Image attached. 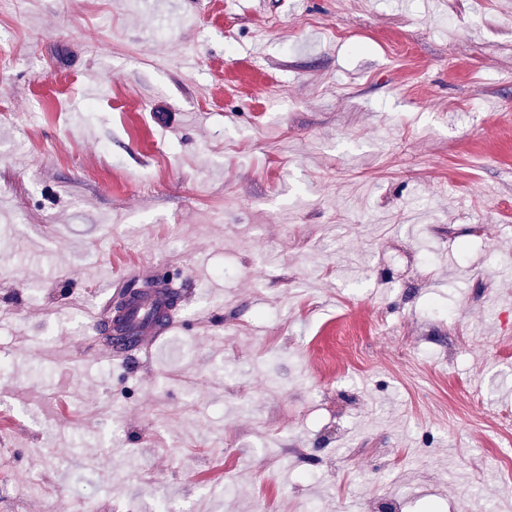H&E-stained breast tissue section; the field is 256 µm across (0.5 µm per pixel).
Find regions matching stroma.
Masks as SVG:
<instances>
[{"label":"stroma","mask_w":512,"mask_h":512,"mask_svg":"<svg viewBox=\"0 0 512 512\" xmlns=\"http://www.w3.org/2000/svg\"><path fill=\"white\" fill-rule=\"evenodd\" d=\"M502 71L512 0H0V512H512ZM120 292L125 298L124 306L115 311L112 298L106 300L95 316L94 325L106 321L113 335L129 332L135 336V348L148 354L171 329L169 322L157 320L169 313L168 296L161 288L132 287Z\"/></svg>","instance_id":"1"}]
</instances>
